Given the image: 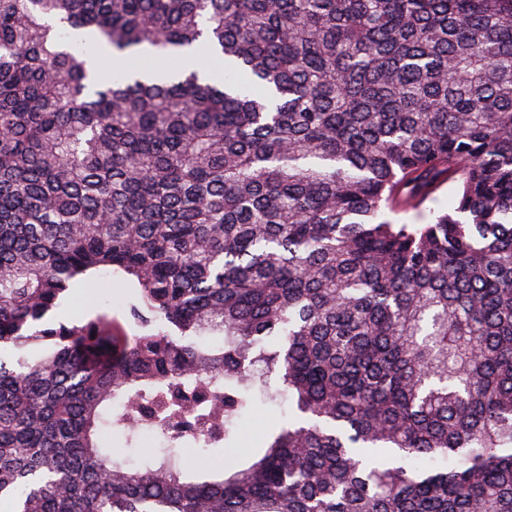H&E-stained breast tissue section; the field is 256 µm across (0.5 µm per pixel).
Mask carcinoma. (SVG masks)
Segmentation results:
<instances>
[{"label":"carcinoma","instance_id":"obj_1","mask_svg":"<svg viewBox=\"0 0 512 512\" xmlns=\"http://www.w3.org/2000/svg\"><path fill=\"white\" fill-rule=\"evenodd\" d=\"M0 508L512 512V0H0ZM128 288H131L128 282L112 276L103 278L97 286L73 288L66 300L63 316L69 319L105 312L112 318L129 320L126 316Z\"/></svg>","mask_w":512,"mask_h":512}]
</instances>
